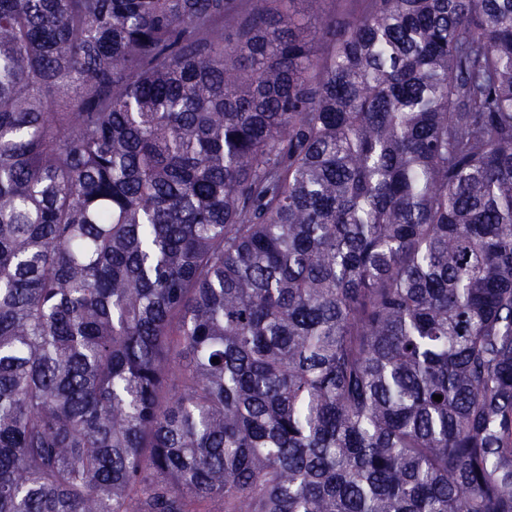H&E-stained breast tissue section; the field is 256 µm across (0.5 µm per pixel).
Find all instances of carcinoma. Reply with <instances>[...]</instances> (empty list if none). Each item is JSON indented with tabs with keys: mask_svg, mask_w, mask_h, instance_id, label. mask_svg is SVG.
Here are the masks:
<instances>
[{
	"mask_svg": "<svg viewBox=\"0 0 512 512\" xmlns=\"http://www.w3.org/2000/svg\"><path fill=\"white\" fill-rule=\"evenodd\" d=\"M296 2L0 0V512H512V0Z\"/></svg>",
	"mask_w": 512,
	"mask_h": 512,
	"instance_id": "1",
	"label": "carcinoma"
}]
</instances>
